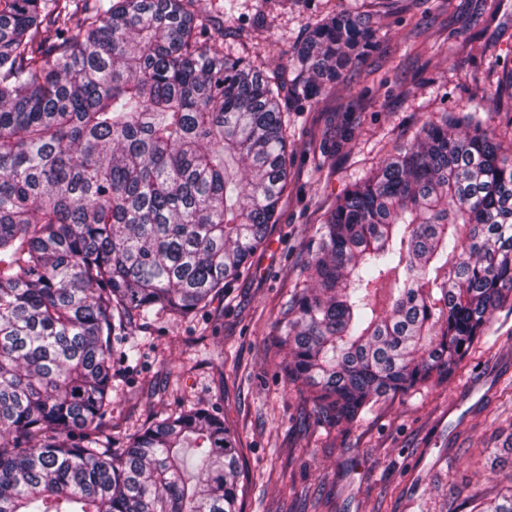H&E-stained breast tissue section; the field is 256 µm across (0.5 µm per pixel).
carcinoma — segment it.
I'll use <instances>...</instances> for the list:
<instances>
[{
	"label": "carcinoma",
	"mask_w": 512,
	"mask_h": 512,
	"mask_svg": "<svg viewBox=\"0 0 512 512\" xmlns=\"http://www.w3.org/2000/svg\"><path fill=\"white\" fill-rule=\"evenodd\" d=\"M199 0H0V512H241L224 417L157 415L112 449L119 336L206 310L288 186L283 81L208 35ZM345 0L289 65L316 104L376 30ZM512 67L434 112L335 198L278 321L318 418L443 384L512 311ZM512 512V488L477 491Z\"/></svg>",
	"instance_id": "carcinoma-1"
}]
</instances>
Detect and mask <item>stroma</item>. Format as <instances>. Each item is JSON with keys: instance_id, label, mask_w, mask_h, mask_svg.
<instances>
[{"instance_id": "stroma-1", "label": "stroma", "mask_w": 512, "mask_h": 512, "mask_svg": "<svg viewBox=\"0 0 512 512\" xmlns=\"http://www.w3.org/2000/svg\"><path fill=\"white\" fill-rule=\"evenodd\" d=\"M339 0H202L224 49L287 69L297 36ZM377 46L316 106L283 95L292 145L278 218L248 268L206 311L129 331L138 363L116 362L112 447L153 415L203 404L241 448L243 512H471L502 488L489 459L512 448V314L495 316L447 383L380 402L361 423L321 424L280 368L277 323L304 286L307 247L333 199L427 113L456 111L512 64V0H367Z\"/></svg>"}]
</instances>
